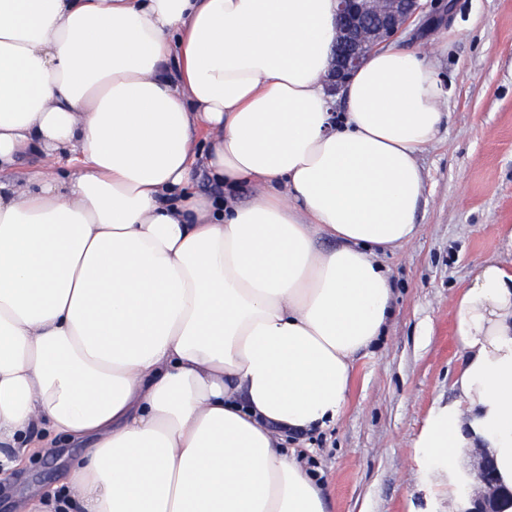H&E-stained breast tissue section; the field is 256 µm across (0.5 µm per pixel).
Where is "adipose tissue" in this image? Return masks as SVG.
Here are the masks:
<instances>
[{
	"instance_id": "1",
	"label": "adipose tissue",
	"mask_w": 512,
	"mask_h": 512,
	"mask_svg": "<svg viewBox=\"0 0 512 512\" xmlns=\"http://www.w3.org/2000/svg\"><path fill=\"white\" fill-rule=\"evenodd\" d=\"M335 42L336 0H0V480L83 448L25 512H327L286 436L336 425L386 329L447 100L398 45L329 97ZM202 138L218 197L184 191ZM455 333L413 446L465 512L474 449L512 490V271Z\"/></svg>"
}]
</instances>
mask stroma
<instances>
[{"instance_id":"stroma-1","label":"stroma","mask_w":512,"mask_h":512,"mask_svg":"<svg viewBox=\"0 0 512 512\" xmlns=\"http://www.w3.org/2000/svg\"><path fill=\"white\" fill-rule=\"evenodd\" d=\"M438 5L445 24L400 38L432 54L448 101L437 140L418 156V235L381 256L393 315L354 362L342 418L299 443L328 512H446L420 484L412 444L431 408L454 398L460 294L480 263L512 267V0Z\"/></svg>"}]
</instances>
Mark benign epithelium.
<instances>
[{
  "mask_svg": "<svg viewBox=\"0 0 512 512\" xmlns=\"http://www.w3.org/2000/svg\"><path fill=\"white\" fill-rule=\"evenodd\" d=\"M336 48L327 76L328 93L334 95L370 53L398 37L422 16L426 0H336ZM476 478L483 493L466 512H497L502 491L497 487L492 456L480 454Z\"/></svg>",
  "mask_w": 512,
  "mask_h": 512,
  "instance_id": "1",
  "label": "benign epithelium"
}]
</instances>
